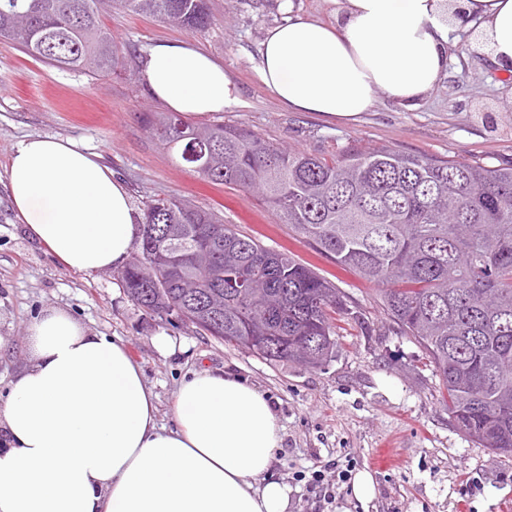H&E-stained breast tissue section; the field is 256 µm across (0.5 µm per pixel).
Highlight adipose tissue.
<instances>
[{
    "label": "adipose tissue",
    "mask_w": 512,
    "mask_h": 512,
    "mask_svg": "<svg viewBox=\"0 0 512 512\" xmlns=\"http://www.w3.org/2000/svg\"><path fill=\"white\" fill-rule=\"evenodd\" d=\"M461 32L512 80V0H342L331 23L290 17L268 29L257 77L292 111L353 118L379 93L410 108L441 82ZM140 76L188 117L239 98L223 64L188 43L148 48ZM6 175L17 219L64 267L96 273L129 259L142 219L95 154L29 136ZM27 333L0 408V512H287L288 487L270 475L281 427L241 377L186 376L169 429L121 340L59 308Z\"/></svg>",
    "instance_id": "adipose-tissue-1"
}]
</instances>
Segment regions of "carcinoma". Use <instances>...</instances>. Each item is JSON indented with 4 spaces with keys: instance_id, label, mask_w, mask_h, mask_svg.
Here are the masks:
<instances>
[{
    "instance_id": "1",
    "label": "carcinoma",
    "mask_w": 512,
    "mask_h": 512,
    "mask_svg": "<svg viewBox=\"0 0 512 512\" xmlns=\"http://www.w3.org/2000/svg\"><path fill=\"white\" fill-rule=\"evenodd\" d=\"M115 3L209 24L207 0H0V38L59 69L105 76L123 67L101 22ZM147 123L205 181L258 191L318 251L379 286L386 319L431 359L455 428L512 455V163L389 146L326 159L222 121L174 113ZM136 248L119 276L134 304L270 362L320 369L336 356L335 315L366 324L311 266L183 199L146 203Z\"/></svg>"
}]
</instances>
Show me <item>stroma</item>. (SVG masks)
Instances as JSON below:
<instances>
[{"instance_id": "35a3bbf8", "label": "stroma", "mask_w": 512, "mask_h": 512, "mask_svg": "<svg viewBox=\"0 0 512 512\" xmlns=\"http://www.w3.org/2000/svg\"><path fill=\"white\" fill-rule=\"evenodd\" d=\"M202 31L121 10L103 17L125 65L90 77L58 69L0 39V394L27 358L25 329L43 310L72 313L92 331L125 342L157 395L161 424L173 426L174 393L190 372L231 371L272 403L282 442L273 473L288 487V512H320L298 474L354 460L372 473L375 495L347 493L332 512H512V457L464 437L448 417L439 380L424 350L400 335L379 307L377 287L318 253L257 194L205 182L147 130L143 115L165 109L140 79L144 51L160 41L203 47L239 88V101L217 120L248 128L284 149L330 157L351 146H390L428 156H455L494 166L512 162V84L457 44L448 76L413 109L377 96L357 119L326 120L281 106L255 72L266 31L286 14L276 0H209ZM26 136L69 138L96 153L129 189L135 209L154 196L182 198L216 213L242 234L287 250L340 288L368 323L338 317V353L327 366L270 362L204 335L176 317L145 314L126 296L118 270L65 268L28 236L9 198L5 165Z\"/></svg>"}]
</instances>
